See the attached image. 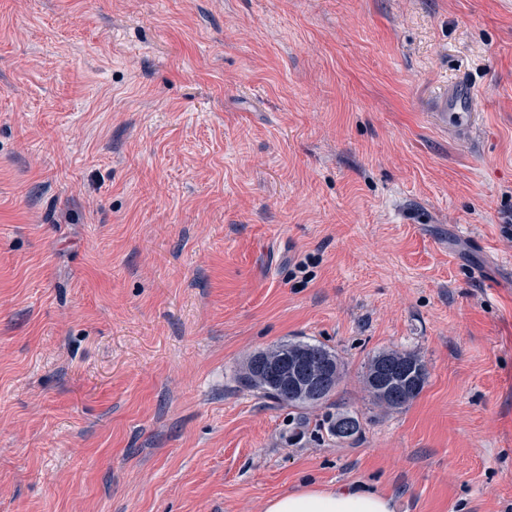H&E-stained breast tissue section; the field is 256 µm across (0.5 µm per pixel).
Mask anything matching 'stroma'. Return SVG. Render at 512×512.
Returning <instances> with one entry per match:
<instances>
[{"label":"stroma","instance_id":"1","mask_svg":"<svg viewBox=\"0 0 512 512\" xmlns=\"http://www.w3.org/2000/svg\"><path fill=\"white\" fill-rule=\"evenodd\" d=\"M289 339L343 362L320 407L238 381ZM305 480L512 512V0H0V512ZM458 101L454 104L455 112H439L448 125L471 132L474 127L475 112L472 101L475 97L474 90L467 84H463ZM427 378L426 366L417 354L387 350L368 361L363 384L374 401L400 409L420 394ZM325 423L329 434L338 440L354 439L361 431L357 413L348 410L337 411L336 416L328 414Z\"/></svg>","mask_w":512,"mask_h":512}]
</instances>
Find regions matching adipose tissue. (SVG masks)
I'll list each match as a JSON object with an SVG mask.
<instances>
[{"label":"adipose tissue","instance_id":"adipose-tissue-1","mask_svg":"<svg viewBox=\"0 0 512 512\" xmlns=\"http://www.w3.org/2000/svg\"><path fill=\"white\" fill-rule=\"evenodd\" d=\"M266 512H393V504L366 487L319 489L308 485L270 499Z\"/></svg>","mask_w":512,"mask_h":512}]
</instances>
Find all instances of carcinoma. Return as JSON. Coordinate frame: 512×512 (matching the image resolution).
Instances as JSON below:
<instances>
[{"mask_svg": "<svg viewBox=\"0 0 512 512\" xmlns=\"http://www.w3.org/2000/svg\"><path fill=\"white\" fill-rule=\"evenodd\" d=\"M304 353L309 367L317 371L327 365V380L319 381L302 396H293L286 387H279L268 376L273 362ZM342 378V363L336 352L320 342L285 341L275 347L253 354L246 365L242 381L264 397L292 409L307 410L322 405L338 388ZM428 378L422 359L413 352L387 350L374 355L363 375L365 389L374 401L391 409H400L414 400L423 390ZM327 431L338 440L357 437L361 424L357 413L348 410L326 417Z\"/></svg>", "mask_w": 512, "mask_h": 512, "instance_id": "1", "label": "carcinoma"}]
</instances>
